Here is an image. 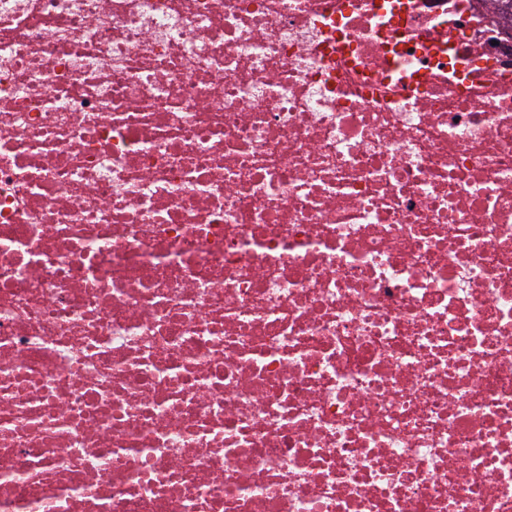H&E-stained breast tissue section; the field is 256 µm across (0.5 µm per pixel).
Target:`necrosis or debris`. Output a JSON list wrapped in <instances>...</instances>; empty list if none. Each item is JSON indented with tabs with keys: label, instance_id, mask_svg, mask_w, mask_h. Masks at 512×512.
I'll return each mask as SVG.
<instances>
[{
	"label": "necrosis or debris",
	"instance_id": "obj_1",
	"mask_svg": "<svg viewBox=\"0 0 512 512\" xmlns=\"http://www.w3.org/2000/svg\"><path fill=\"white\" fill-rule=\"evenodd\" d=\"M0 512H512L493 0H0Z\"/></svg>",
	"mask_w": 512,
	"mask_h": 512
}]
</instances>
